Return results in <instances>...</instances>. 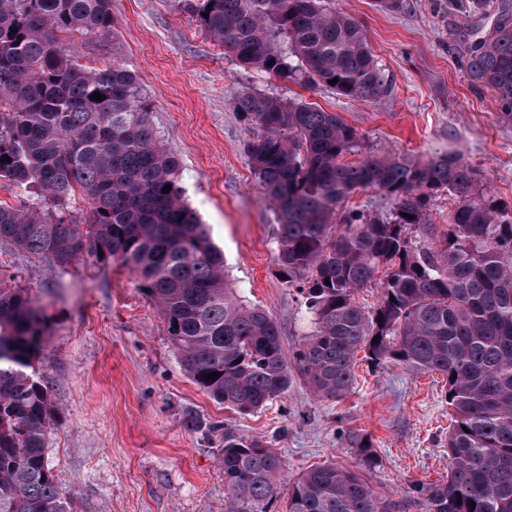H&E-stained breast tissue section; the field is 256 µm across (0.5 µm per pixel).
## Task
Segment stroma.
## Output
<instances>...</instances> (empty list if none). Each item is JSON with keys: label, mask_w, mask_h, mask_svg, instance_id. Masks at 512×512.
Returning a JSON list of instances; mask_svg holds the SVG:
<instances>
[{"label": "stroma", "mask_w": 512, "mask_h": 512, "mask_svg": "<svg viewBox=\"0 0 512 512\" xmlns=\"http://www.w3.org/2000/svg\"><path fill=\"white\" fill-rule=\"evenodd\" d=\"M336 7L365 30L386 93L358 102L243 65L205 33L187 0H112L109 37H66L81 63L100 68L118 58L134 71L155 128L180 160L191 208L243 299L276 319L289 361L311 316L279 273L277 223L231 105L236 90L339 113L361 137L351 162L462 152L484 174L489 198L512 212V124L498 119L490 91L472 88L467 42L448 0H410L401 12L381 11L373 0H336ZM0 277L28 289L49 318L39 363L53 406L46 457L73 512H224L219 457L228 434L279 449L296 473L332 458L354 466L344 435L367 433L380 458L370 481L397 499L411 484L448 473L440 377L361 357L341 399L318 398L297 373L286 393L241 415L192 383L153 301L119 263L86 259L61 269L2 244Z\"/></svg>", "instance_id": "35a3bbf8"}]
</instances>
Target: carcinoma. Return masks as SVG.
Here are the masks:
<instances>
[{
    "label": "carcinoma",
    "mask_w": 512,
    "mask_h": 512,
    "mask_svg": "<svg viewBox=\"0 0 512 512\" xmlns=\"http://www.w3.org/2000/svg\"><path fill=\"white\" fill-rule=\"evenodd\" d=\"M450 5L466 18L493 14L468 43L466 72L511 122L512 0ZM196 7L203 29L242 64L355 100L388 90L365 30L330 0ZM112 27V0H0V158H11L0 161V180L38 190L24 207L0 202V244L61 268L85 257L120 262L154 301L191 381L253 412L292 383L278 325L232 288L133 71L115 59L88 70L60 39L103 38ZM233 104L277 217L281 275L299 284L313 317L294 365L330 399L352 386L360 350L376 364L441 375L448 476L414 486L413 498L422 512H512V213L486 199L481 171L456 151L346 163L360 136L338 113L252 90ZM369 189L388 197L387 211L339 214L351 194ZM438 192L451 208L437 229L425 214ZM82 204L86 224L70 214ZM373 287L380 300L367 311L357 297ZM46 336L29 291L0 277V512H70L46 461L51 402L37 368ZM212 372L220 376L206 380ZM345 438L358 468L328 461L289 482L276 449L224 436V512H276L285 484V512H406L407 501L365 477L379 465L371 436Z\"/></svg>",
    "instance_id": "cac0c4a2"
}]
</instances>
